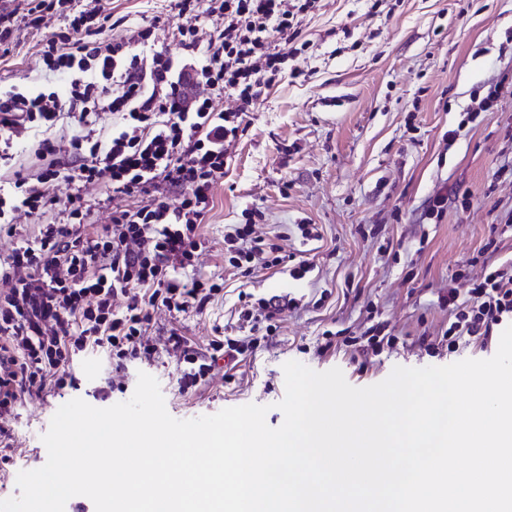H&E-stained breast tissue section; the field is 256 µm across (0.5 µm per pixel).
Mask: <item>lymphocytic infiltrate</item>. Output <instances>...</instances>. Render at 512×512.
Listing matches in <instances>:
<instances>
[{
	"label": "lymphocytic infiltrate",
	"instance_id": "1",
	"mask_svg": "<svg viewBox=\"0 0 512 512\" xmlns=\"http://www.w3.org/2000/svg\"><path fill=\"white\" fill-rule=\"evenodd\" d=\"M23 9L0 5V58L16 40L18 23L36 27L42 12L62 4L65 29L47 40L49 69L73 73L67 98L0 91V161H10L15 139L68 115L74 126L68 154L54 139L39 141L37 172L14 171L0 183V231L17 240L0 260V419L25 396L74 387L77 359L98 356L115 368L154 358L147 335L151 312L203 311L222 290L195 274L205 248L201 227L213 207L212 192L224 179L228 148L244 132L246 112L285 71L281 45L301 35L304 15L320 0H170L181 23L184 53L150 52L152 28L104 38L109 18L101 0H23ZM224 14L219 34L205 33L201 19ZM235 108L217 109L218 96ZM117 114L111 131L97 132L92 118ZM108 180L110 224L93 230L87 185ZM64 181L65 201L51 195ZM60 210L62 222L19 235L18 212ZM224 263L242 276L264 268L301 279L311 263L283 253L257 235L253 222L230 225ZM498 239L479 252L484 275L460 298L449 290L441 335L449 350L462 339L488 344L512 320V264L497 261ZM178 352L182 392L209 378L220 359L244 355L243 341L215 337L207 348L170 331Z\"/></svg>",
	"mask_w": 512,
	"mask_h": 512
}]
</instances>
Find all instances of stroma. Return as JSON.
I'll return each instance as SVG.
<instances>
[{"instance_id":"stroma-1","label":"stroma","mask_w":512,"mask_h":512,"mask_svg":"<svg viewBox=\"0 0 512 512\" xmlns=\"http://www.w3.org/2000/svg\"><path fill=\"white\" fill-rule=\"evenodd\" d=\"M322 0L304 17L303 50L288 57L297 79L276 80L253 104L243 135L230 148V167L213 190L202 228L206 249L196 273L224 281L222 295L205 310L182 315L153 311L147 334L162 343L170 328L207 347L213 336L250 339L238 320L239 298L288 294L300 310L283 311L274 336L239 362L232 374L215 370L196 391L179 393L175 354L152 364L135 362L105 376L99 359L77 362L78 389L23 399L10 427L14 471L47 461L41 437L57 409L74 398L97 408L128 400L139 373L155 377L168 413L179 420L212 415L249 403L268 406L285 395L283 365L294 360L323 372L339 368L354 387L385 380L397 366H445L483 359L475 344L456 352L436 344L448 323L440 296L467 293L481 268L468 265L491 236L490 227L512 221V0ZM116 26L108 38L152 17L156 51L181 54L178 21L168 0H107ZM46 16L42 31L21 29L11 53L0 58V87L18 92L69 94L67 76L42 59L46 36L62 27ZM477 118L448 141V129L465 111ZM448 194L441 219H423L426 201ZM263 214L255 231L281 225H317L320 238L282 239L313 265L305 278L259 268L251 278L224 265L226 225L243 223L244 209ZM464 278H457V271ZM373 326L396 337L394 346L364 355L354 347H327L328 334L361 336ZM113 380L111 399L98 397Z\"/></svg>"}]
</instances>
